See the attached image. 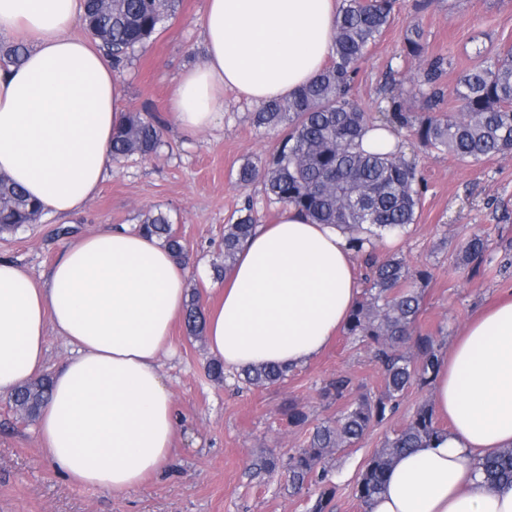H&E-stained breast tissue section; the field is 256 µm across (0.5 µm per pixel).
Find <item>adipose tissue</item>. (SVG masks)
<instances>
[{"mask_svg":"<svg viewBox=\"0 0 512 512\" xmlns=\"http://www.w3.org/2000/svg\"><path fill=\"white\" fill-rule=\"evenodd\" d=\"M83 12V0H0V34L29 43L20 63L0 67V173L59 217L99 193L125 117L111 61L69 33ZM336 12L337 0H207L205 62L169 103L177 125L191 135L216 125L228 88L260 104L310 83ZM353 255L346 235L291 207L256 225L206 314L210 353L233 373L317 358L359 299ZM190 270L125 226L68 244L38 279L0 260V392L39 377L49 334L65 340L38 435L72 482L119 496L165 466L178 420L161 358ZM432 400L450 428L395 460L367 512H512V484L487 485L475 467L512 447V297L455 338Z\"/></svg>","mask_w":512,"mask_h":512,"instance_id":"ef3b65f1","label":"adipose tissue"}]
</instances>
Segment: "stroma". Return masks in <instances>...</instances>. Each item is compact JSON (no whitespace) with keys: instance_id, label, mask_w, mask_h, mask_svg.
Segmentation results:
<instances>
[{"instance_id":"35a3bbf8","label":"stroma","mask_w":512,"mask_h":512,"mask_svg":"<svg viewBox=\"0 0 512 512\" xmlns=\"http://www.w3.org/2000/svg\"><path fill=\"white\" fill-rule=\"evenodd\" d=\"M416 2L399 0L391 24L359 68L354 93L369 113H377L391 78L411 73L402 48L412 25L424 31L427 56L447 58L440 80L446 89L497 48L512 46V0H432L422 11ZM205 6L206 0H180L175 16L117 73L126 110L159 117L163 144L157 153L111 163L99 194L80 213L44 214L0 235V259L15 261L38 278L68 243L112 226H135L146 211L158 208L168 214L191 258L187 288L196 290L204 310L218 298L224 279L216 269L224 263L229 217L249 200L261 223L270 224L281 207L268 201L261 184L237 183L241 164L268 156L274 145L248 118L254 104L225 91L223 121L198 135L185 134L169 111L179 76L204 61ZM404 143L426 185L422 207L416 224L376 242L374 252L395 253L410 266L432 271L422 287L417 328L447 348L479 310L512 297V154L471 165L427 151L409 136ZM475 234L487 239L493 262L487 270L460 272L458 247ZM171 343L173 353L164 357L162 371L179 425L162 475L121 496L73 484L46 460L37 419L20 416L9 394L0 393V512H305L304 496L292 492L283 472L259 473L253 462L301 447L311 425L335 417L341 403L320 395L330 379L349 376L358 392L377 393L383 386L367 350L342 331L284 381L250 389L235 375L211 378L207 343L187 336L183 322L175 323ZM431 399V390L410 387L397 413L334 456V512H366L353 495L365 462ZM291 403L308 413V425H289L285 410Z\"/></svg>"}]
</instances>
